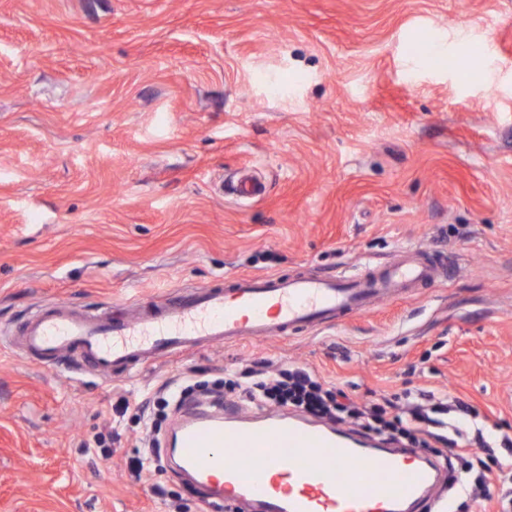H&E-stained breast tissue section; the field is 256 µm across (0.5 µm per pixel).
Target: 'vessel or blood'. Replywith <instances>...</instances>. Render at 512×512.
<instances>
[{
    "instance_id": "b4317fda",
    "label": "vessel or blood",
    "mask_w": 512,
    "mask_h": 512,
    "mask_svg": "<svg viewBox=\"0 0 512 512\" xmlns=\"http://www.w3.org/2000/svg\"><path fill=\"white\" fill-rule=\"evenodd\" d=\"M447 278L444 252L405 246L379 266L219 277L118 315L54 303L24 321L11 349L109 378L215 343L335 327ZM167 455L178 477L206 489L210 512L228 504L239 512H417L447 480L417 450L376 448L338 426L244 407L189 410Z\"/></svg>"
}]
</instances>
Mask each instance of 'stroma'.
<instances>
[{
  "instance_id": "1",
  "label": "stroma",
  "mask_w": 512,
  "mask_h": 512,
  "mask_svg": "<svg viewBox=\"0 0 512 512\" xmlns=\"http://www.w3.org/2000/svg\"><path fill=\"white\" fill-rule=\"evenodd\" d=\"M404 246L445 251L448 281L332 329L109 380L3 341L58 301ZM260 360L360 398L449 388L512 435V0H0V512H201L170 470L161 496L131 477L144 423L118 409ZM113 428L106 466L82 442Z\"/></svg>"
}]
</instances>
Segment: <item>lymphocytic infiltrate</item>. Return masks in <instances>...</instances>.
I'll return each mask as SVG.
<instances>
[{"instance_id": "obj_1", "label": "lymphocytic infiltrate", "mask_w": 512, "mask_h": 512, "mask_svg": "<svg viewBox=\"0 0 512 512\" xmlns=\"http://www.w3.org/2000/svg\"><path fill=\"white\" fill-rule=\"evenodd\" d=\"M195 389L186 378L164 385L139 404V411L150 409L155 416L145 421L152 433L147 449L130 465L136 480H149L164 465L163 450L153 436L155 417L182 408L194 399ZM210 396L215 404L240 399L258 409L276 405L330 424L350 422L378 440L427 450L440 460L455 457L458 464L449 470V484L463 506L475 512H512V458L498 452L512 444V436L450 391L408 390L394 399L357 400L306 367L262 361L241 375L215 381Z\"/></svg>"}]
</instances>
